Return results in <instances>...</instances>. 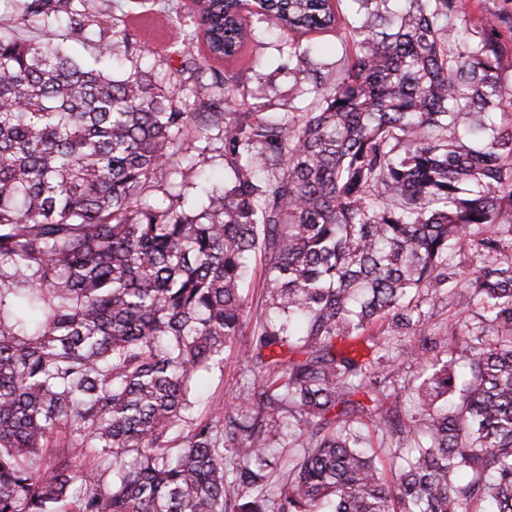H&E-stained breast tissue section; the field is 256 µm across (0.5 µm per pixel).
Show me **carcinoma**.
<instances>
[{
    "label": "carcinoma",
    "instance_id": "1",
    "mask_svg": "<svg viewBox=\"0 0 512 512\" xmlns=\"http://www.w3.org/2000/svg\"><path fill=\"white\" fill-rule=\"evenodd\" d=\"M7 2L97 50L80 61L0 30V512H512L497 26L467 23L458 0H350V17L342 0H268L272 18L127 0L124 16L169 20L180 107L147 71L112 77L117 48L145 54L112 0ZM275 29L305 101L249 112L247 71L201 64L195 41L230 62ZM326 29L348 48L334 69L301 41ZM213 140L222 182L178 158ZM450 303L439 355L375 339L367 361L336 353L382 320L424 336L422 306ZM245 336L238 404L195 418L199 383ZM407 364L423 376L414 414ZM252 268L249 288H246L245 291L248 296L249 305L252 307V312L255 314L254 317H256V310L260 311L262 308V282L265 278L264 268L258 257L257 261L252 264Z\"/></svg>",
    "mask_w": 512,
    "mask_h": 512
}]
</instances>
